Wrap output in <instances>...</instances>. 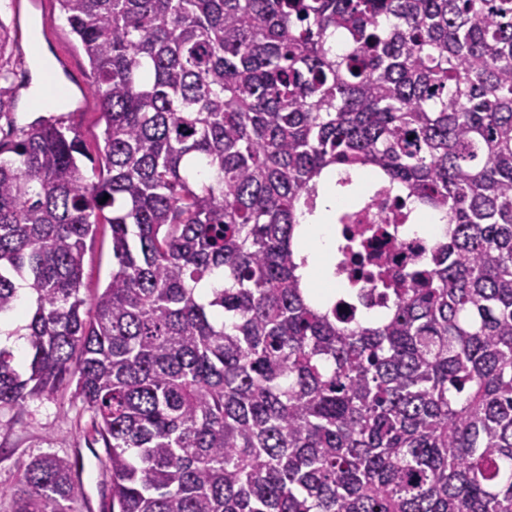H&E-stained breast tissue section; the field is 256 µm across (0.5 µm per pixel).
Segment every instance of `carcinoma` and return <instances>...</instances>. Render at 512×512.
Instances as JSON below:
<instances>
[{"label": "carcinoma", "mask_w": 512, "mask_h": 512, "mask_svg": "<svg viewBox=\"0 0 512 512\" xmlns=\"http://www.w3.org/2000/svg\"><path fill=\"white\" fill-rule=\"evenodd\" d=\"M58 4L107 175L60 124L0 143V318L30 294L0 405L75 385L109 512H512V0ZM15 95L0 70V118ZM366 168L447 226L406 281L370 274L375 322L317 303L297 247L321 175L360 201ZM76 470L37 456L0 496L80 512ZM115 266L110 225L100 224L93 239L87 240L85 248L81 296L86 300V309L92 306L97 293L106 286Z\"/></svg>", "instance_id": "cac0c4a2"}]
</instances>
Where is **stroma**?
<instances>
[{"label": "stroma", "mask_w": 512, "mask_h": 512, "mask_svg": "<svg viewBox=\"0 0 512 512\" xmlns=\"http://www.w3.org/2000/svg\"><path fill=\"white\" fill-rule=\"evenodd\" d=\"M46 3L42 14L27 2L17 8L12 0H7L5 7L0 8V22L10 39L0 64L18 66V83L61 90L65 105L39 113L17 107L12 120H0V140L18 139L22 130L35 121L56 118L78 133L92 152L102 140L104 123L95 104L81 101L90 92L88 58L61 16L57 0ZM37 43L49 58L65 56L69 70L55 67L50 73H40L34 65L33 46ZM114 266L112 231L109 225L102 224L93 239L86 242L81 287L86 302H93L106 286ZM93 426L92 412L85 408L71 385L20 407L0 408V489L14 485L21 463L44 453L67 455L78 461L77 477L85 493L84 512H103L111 488L108 476L102 472L103 444L96 441Z\"/></svg>", "instance_id": "obj_1"}]
</instances>
